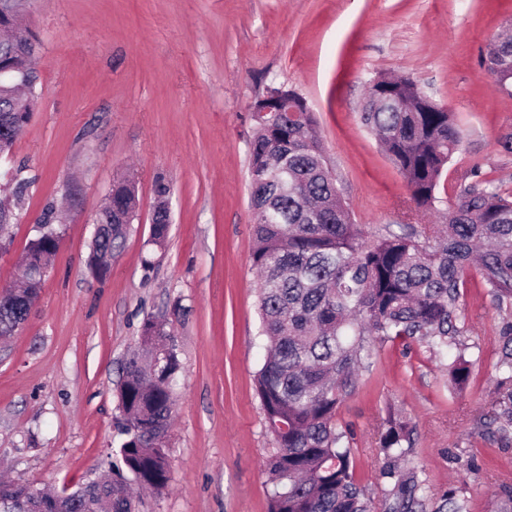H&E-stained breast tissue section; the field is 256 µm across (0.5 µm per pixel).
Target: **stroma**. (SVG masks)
Wrapping results in <instances>:
<instances>
[{
  "label": "stroma",
  "instance_id": "obj_1",
  "mask_svg": "<svg viewBox=\"0 0 512 512\" xmlns=\"http://www.w3.org/2000/svg\"><path fill=\"white\" fill-rule=\"evenodd\" d=\"M35 110L0 160V192L24 182L0 291L45 211L61 243L23 329L0 339V478L38 489L94 479L118 448L120 367L150 316L167 320L180 360L166 442L171 477L139 492V512H267L275 446L255 392L257 273L248 164L251 106L275 82L302 96L355 223H403L408 189L362 125L370 80L416 81L447 106L462 144L438 195L480 176L512 193V97L483 59L512 34V0H32ZM135 181L134 230L109 273L88 266L93 219L112 183ZM169 183L165 248L150 245L156 179ZM151 268H144V261ZM462 304L472 380L460 394L425 346L373 343L337 411L354 433L356 474L379 496L378 429L389 408L415 429L409 464L429 504L501 512L512 444L475 420L498 378L504 321L476 272Z\"/></svg>",
  "mask_w": 512,
  "mask_h": 512
}]
</instances>
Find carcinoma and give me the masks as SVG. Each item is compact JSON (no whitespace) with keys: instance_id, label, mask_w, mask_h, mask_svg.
<instances>
[{"instance_id":"cac0c4a2","label":"carcinoma","mask_w":512,"mask_h":512,"mask_svg":"<svg viewBox=\"0 0 512 512\" xmlns=\"http://www.w3.org/2000/svg\"><path fill=\"white\" fill-rule=\"evenodd\" d=\"M36 37L29 27L0 38V64L29 68ZM512 58V39L488 45L486 68ZM379 94L367 96L361 123L374 132L406 180L416 208L438 209L443 170L461 145L452 113L424 111L420 88L409 79H377ZM250 208L259 275L258 337L267 355L256 374V391L276 448L264 470L270 491L268 512H376L374 498L356 477L353 433L339 425V406L356 386V372L371 356L372 341H412L441 359L453 345L448 387L469 385L461 288L474 267L498 306L512 305V196L478 179L456 195L442 213L444 223L368 234L353 222L315 135L312 112L251 115ZM12 85L0 83V153L25 133ZM116 195L92 238L90 267L120 252L133 231L134 184L115 181ZM170 223L157 212L150 243L161 248ZM60 233L44 216L36 224L23 259V286L0 293V336H13L36 304L45 272L59 249ZM488 411L481 419L512 438V323H506ZM180 369L166 323L149 317L141 341L125 360L118 386L123 441L118 463L65 496L48 500L46 512H136L128 481L163 491L170 480L165 445ZM414 429L402 415L388 413L379 432L385 460L380 476L389 512H427V499L413 468ZM0 512H41L31 487L0 484Z\"/></svg>"}]
</instances>
